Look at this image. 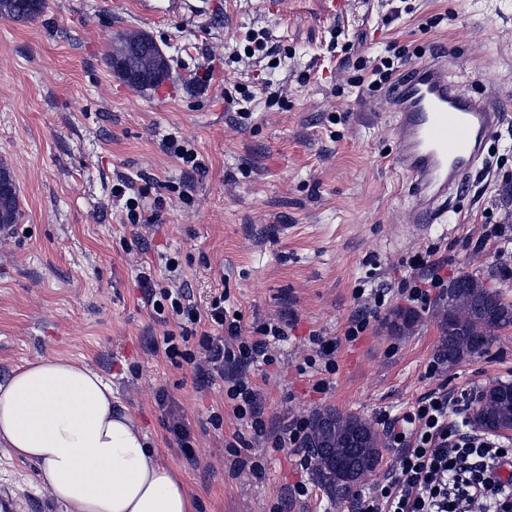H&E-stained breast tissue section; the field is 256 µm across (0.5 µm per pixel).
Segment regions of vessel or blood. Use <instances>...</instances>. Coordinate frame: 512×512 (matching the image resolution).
I'll return each instance as SVG.
<instances>
[{
    "label": "vessel or blood",
    "mask_w": 512,
    "mask_h": 512,
    "mask_svg": "<svg viewBox=\"0 0 512 512\" xmlns=\"http://www.w3.org/2000/svg\"><path fill=\"white\" fill-rule=\"evenodd\" d=\"M395 162L410 182L416 214L432 223L470 176L487 141L504 120L490 96L453 82L448 63L431 59L408 66L391 90Z\"/></svg>",
    "instance_id": "1"
}]
</instances>
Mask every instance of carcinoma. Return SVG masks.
Segmentation results:
<instances>
[{
    "label": "carcinoma",
    "instance_id": "cac0c4a2",
    "mask_svg": "<svg viewBox=\"0 0 512 512\" xmlns=\"http://www.w3.org/2000/svg\"><path fill=\"white\" fill-rule=\"evenodd\" d=\"M44 8L45 0H0V19L28 22L38 17ZM0 181L8 185L9 192L7 200L0 196V224H15L19 218L16 187L10 172L1 164ZM440 301L442 341L451 349L449 361L454 365L485 353L492 341V332L512 326V301L468 273L451 280ZM418 321L417 311L399 309L388 319L387 327L399 335L411 330ZM474 424L492 432L512 431V382L495 381L484 388L474 411ZM352 427L360 428L366 436L360 450L363 460L360 477L363 478L380 464L382 444L372 425L360 414L337 409L317 413L310 424L305 446L327 439L339 454L343 451V435ZM323 464L322 459L314 461L316 476L331 497L338 499L353 483L326 475Z\"/></svg>",
    "mask_w": 512,
    "mask_h": 512
}]
</instances>
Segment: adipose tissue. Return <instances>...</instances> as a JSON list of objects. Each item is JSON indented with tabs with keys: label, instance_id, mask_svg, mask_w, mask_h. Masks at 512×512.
I'll return each mask as SVG.
<instances>
[{
	"label": "adipose tissue",
	"instance_id": "obj_1",
	"mask_svg": "<svg viewBox=\"0 0 512 512\" xmlns=\"http://www.w3.org/2000/svg\"><path fill=\"white\" fill-rule=\"evenodd\" d=\"M0 449L38 465L61 512L198 510L111 384L67 356H41L0 376Z\"/></svg>",
	"mask_w": 512,
	"mask_h": 512
}]
</instances>
